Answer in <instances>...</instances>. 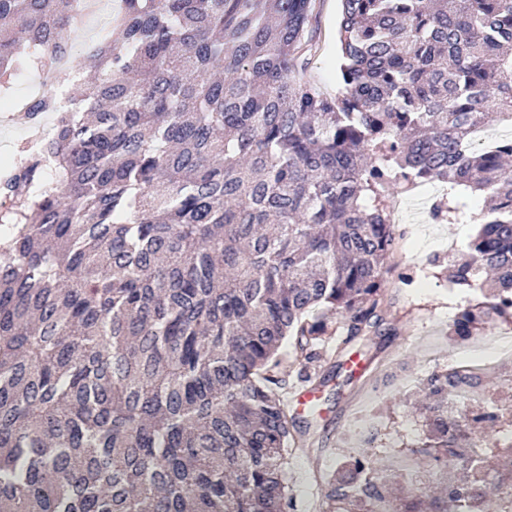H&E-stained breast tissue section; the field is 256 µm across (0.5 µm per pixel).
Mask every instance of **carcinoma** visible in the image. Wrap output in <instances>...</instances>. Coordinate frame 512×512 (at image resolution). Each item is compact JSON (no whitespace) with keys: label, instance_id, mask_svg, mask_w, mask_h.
<instances>
[{"label":"carcinoma","instance_id":"cac0c4a2","mask_svg":"<svg viewBox=\"0 0 512 512\" xmlns=\"http://www.w3.org/2000/svg\"><path fill=\"white\" fill-rule=\"evenodd\" d=\"M94 79L24 105L52 137L0 175V512H285L282 358L322 386L319 346L383 325L391 196L434 183L438 222L478 225L448 283L480 301L459 337L512 319V0H341L339 90L301 72L314 0H121ZM76 0H0V85L77 34ZM493 208L476 217L468 194ZM424 385L413 456L447 467V500L404 507L355 456L323 512H484L512 482L457 397Z\"/></svg>","mask_w":512,"mask_h":512}]
</instances>
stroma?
Here are the masks:
<instances>
[{
	"instance_id": "stroma-1",
	"label": "stroma",
	"mask_w": 512,
	"mask_h": 512,
	"mask_svg": "<svg viewBox=\"0 0 512 512\" xmlns=\"http://www.w3.org/2000/svg\"><path fill=\"white\" fill-rule=\"evenodd\" d=\"M341 0H315L311 29L318 50L307 64L308 78L325 94L335 95L338 84L337 23ZM441 195L434 184L421 192L399 194L404 216L396 225L395 273L386 277V303L382 315L386 331L352 343L342 356L324 351L325 386L316 392V413L300 410L309 431L303 445L288 455L289 495L293 512H318L320 488L315 473H333L349 457L361 454L393 473L397 489L414 490L442 480L439 469L419 461L411 470L395 469V458L408 454L426 431V414L418 404L420 389L435 372L461 367L459 340L453 324L459 312L476 303L478 291L449 288L440 268L430 265L436 254H459L475 234L472 224L438 223L430 206ZM408 274L400 283L398 273ZM477 389L481 401L497 403L499 422L476 423L488 445H495L501 431L512 430V357L499 358L479 370ZM364 413L378 424L353 436L352 424Z\"/></svg>"
}]
</instances>
